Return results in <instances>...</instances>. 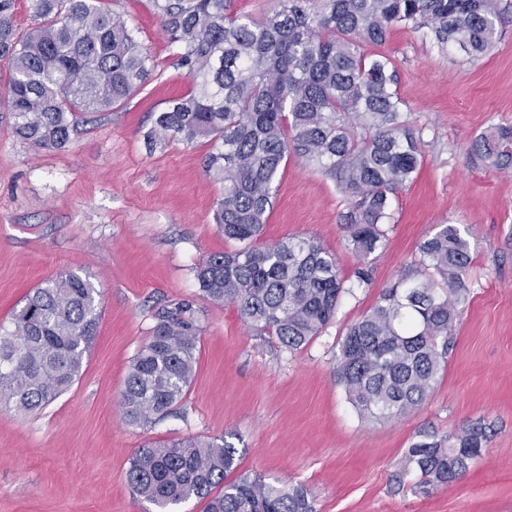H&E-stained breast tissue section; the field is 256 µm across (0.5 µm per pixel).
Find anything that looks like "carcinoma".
I'll return each instance as SVG.
<instances>
[{
    "mask_svg": "<svg viewBox=\"0 0 512 512\" xmlns=\"http://www.w3.org/2000/svg\"><path fill=\"white\" fill-rule=\"evenodd\" d=\"M174 64L192 90L168 101L146 133L152 146L210 144L205 173L222 184L214 223L241 244L202 260L203 295L236 306L240 318L290 351L335 317L343 294L372 281L366 263L354 281L313 238L258 247L283 163L293 153L331 178L346 198L347 241L367 259L385 245L391 195L423 162V140L408 122L392 60L378 51L397 25L428 28L443 51L489 52L500 37L499 0H273L239 15L232 0H150ZM36 24L15 25L14 0H0V61L7 64L13 136L36 148L65 147L82 115L121 107L155 68L138 30L109 0H28ZM471 151L512 167V123L477 136ZM419 257L347 330L336 378L360 415L392 421L431 395L469 303L472 258L464 232L439 224ZM99 291L76 275L32 289L10 326L0 325V404L35 414L67 393L98 332ZM149 341L133 359L121 393L129 425H148L183 401L194 376L200 309L192 298L153 309ZM490 425L461 432L419 430L403 457L428 497L481 456ZM236 449L201 437L146 444L131 459L135 494L160 508L192 498L204 512H316L301 485L237 470Z\"/></svg>",
    "mask_w": 512,
    "mask_h": 512,
    "instance_id": "1",
    "label": "carcinoma"
}]
</instances>
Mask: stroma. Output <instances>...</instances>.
Segmentation results:
<instances>
[{"label": "stroma", "mask_w": 512, "mask_h": 512, "mask_svg": "<svg viewBox=\"0 0 512 512\" xmlns=\"http://www.w3.org/2000/svg\"><path fill=\"white\" fill-rule=\"evenodd\" d=\"M156 67L120 109L88 115L62 149L13 137L0 105V324L32 288L76 275L100 293L98 336L80 378L35 415L0 408V512H155L127 479L149 441L198 436L236 448L238 471L307 486L316 512H512V171L470 154L472 140L512 122V8L481 57L441 51L430 30L392 29L382 47L425 157L392 198L373 280L343 296L333 321L297 352L256 334L231 303L202 297L196 268L237 249L213 222L220 184L206 176L205 141L149 147L167 102L190 89L172 64L149 0L116 5ZM258 244L312 237L345 278L360 260L333 180L282 166ZM468 228L470 302L429 399L392 422L362 419L334 375L347 327L408 270L435 225ZM195 298L202 311L196 370L181 404L147 427L124 422L120 392L154 325L156 304ZM492 427L456 482L415 495L401 472L418 430Z\"/></svg>", "instance_id": "1"}]
</instances>
